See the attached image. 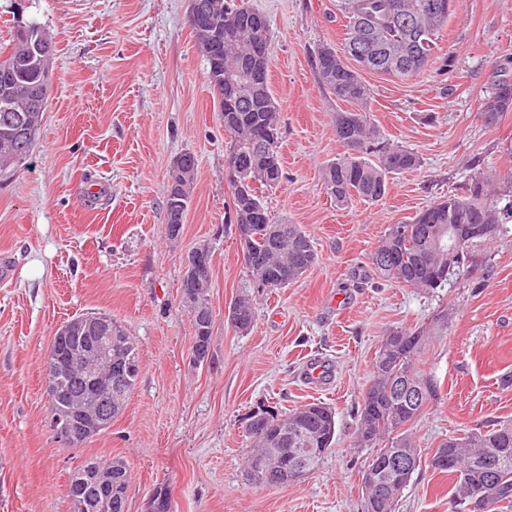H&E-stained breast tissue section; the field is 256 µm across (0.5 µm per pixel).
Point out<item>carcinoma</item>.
Listing matches in <instances>:
<instances>
[{"label": "carcinoma", "mask_w": 512, "mask_h": 512, "mask_svg": "<svg viewBox=\"0 0 512 512\" xmlns=\"http://www.w3.org/2000/svg\"><path fill=\"white\" fill-rule=\"evenodd\" d=\"M209 5L199 24L192 26L195 42H210L203 56L206 78L224 120L229 136L225 153H238L251 158L262 172L250 184L228 180L233 211L230 222L235 230L250 226L243 246L258 260L259 268L251 276L267 275L265 289L286 288L311 268L309 258L317 257L314 246L298 224L273 220L263 201V189L278 186L282 178L279 161L280 112L270 89L269 62L272 31L268 19L236 0H200ZM341 10L348 18L343 52L328 44L314 52L313 63L322 88L334 99L350 105L336 113L337 140L346 148L344 155L326 165L322 179L327 194L344 205L357 197L374 204L386 198L392 176L415 168L417 155L390 142L370 118L368 105L371 89L361 77L373 72L414 79L433 62L439 50L441 32L448 24V0H341ZM363 39L373 49V57L359 56L354 45ZM54 45L44 27L36 20L18 24L9 47L0 50V106L9 103L22 116L29 117V126L13 129L16 141L15 159L3 167H16L32 151L42 121L51 86L41 67V58L53 54ZM482 106L494 113L492 122L512 112V80L496 83ZM181 169L170 172L165 189L167 232L179 235L191 201L189 178L197 164L196 156L184 153ZM497 177L479 172L471 178L467 192L450 195L427 206L416 214L408 226L410 235L396 237L398 225L389 227L380 245L372 254V264L388 280L422 291L442 288L464 273H471L486 264L491 243L512 232V209L501 205L495 195ZM492 224L493 236L481 241L456 243L463 254L478 256L472 264L448 266V246L453 243L450 229L458 225ZM392 258L390 266L379 264L378 257ZM197 296L204 319L192 318L194 334L192 352L210 354L214 316L210 312L208 289H181ZM234 327L247 331L255 319L253 300L243 297L235 302ZM403 340L395 344L394 366L379 367L382 354H377L371 383L364 393L356 422L355 439L360 447L376 448L372 462H380L390 448H418L410 429L419 419L428 400L436 392L432 379L424 377L415 366L423 334L418 330H391L383 337L381 347L393 337ZM112 344L129 364L126 394H131L139 378L140 366L135 340L122 323L112 320ZM414 382L424 391L420 404H402L395 396L396 380ZM271 438H252L253 452L248 460L280 449L274 470L256 486L283 487L296 483L293 474L292 450L297 431L305 432L315 449L314 468H319L333 448L336 436V413L323 403H308L289 412H266ZM447 456L453 464L442 466L439 459ZM430 465L440 473L457 477L456 497L461 512H487L470 497L471 488L493 474L494 486L488 489L495 507H512V426L504 425L483 433L448 438L439 443ZM130 482L125 462L112 459V505L96 512H127L126 491ZM407 478L398 484L389 508L374 507L376 489L367 484L365 512H395ZM155 512H173L168 486L156 485L151 491Z\"/></svg>", "instance_id": "cac0c4a2"}]
</instances>
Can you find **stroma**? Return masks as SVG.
I'll list each match as a JSON object with an SVG mask.
<instances>
[{"mask_svg": "<svg viewBox=\"0 0 512 512\" xmlns=\"http://www.w3.org/2000/svg\"><path fill=\"white\" fill-rule=\"evenodd\" d=\"M274 34L270 83L281 113L283 179L271 214L309 234L318 260L288 287L263 292L250 330L224 314L249 284L224 174L226 135L188 23V0H0V41L37 20L53 36L52 87L32 154L0 172V512H71L83 461L124 460L128 512H146L167 484L174 512H364L372 451L355 442L356 412L381 340L420 330L417 361L436 393L413 426L425 454L448 436L512 425V236L476 271L432 293L383 278L371 255L388 227L464 194L477 172L512 188V112L494 125L481 103L512 79V0H459L440 49L413 80L363 73L371 119L419 157L376 205H338L322 169L344 153L312 65L319 44H344L341 0H248ZM198 159L178 239L164 190L174 159ZM212 248L210 358L194 363L192 317L181 302L185 258ZM111 314L139 348L141 372L106 431L72 448L50 426L43 364L57 328ZM330 365L305 384L307 361ZM324 402L336 413L332 451L304 481L250 483L249 416ZM453 477L422 463L396 512H455Z\"/></svg>", "mask_w": 512, "mask_h": 512, "instance_id": "1", "label": "stroma"}]
</instances>
